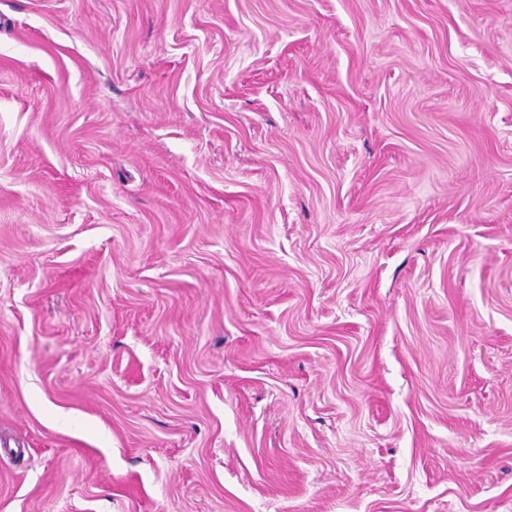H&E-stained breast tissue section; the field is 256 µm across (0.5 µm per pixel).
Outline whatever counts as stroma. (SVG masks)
I'll use <instances>...</instances> for the list:
<instances>
[{"label": "stroma", "instance_id": "1", "mask_svg": "<svg viewBox=\"0 0 512 512\" xmlns=\"http://www.w3.org/2000/svg\"><path fill=\"white\" fill-rule=\"evenodd\" d=\"M0 512H512V0H0Z\"/></svg>", "mask_w": 512, "mask_h": 512}]
</instances>
